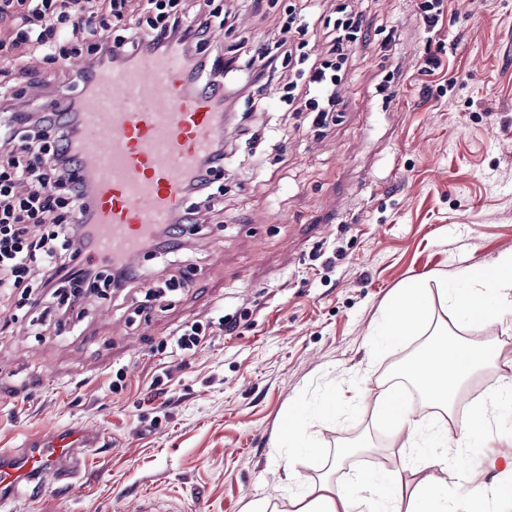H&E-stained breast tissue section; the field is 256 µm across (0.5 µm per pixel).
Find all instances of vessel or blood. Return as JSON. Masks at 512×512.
<instances>
[{"instance_id": "obj_1", "label": "vessel or blood", "mask_w": 512, "mask_h": 512, "mask_svg": "<svg viewBox=\"0 0 512 512\" xmlns=\"http://www.w3.org/2000/svg\"><path fill=\"white\" fill-rule=\"evenodd\" d=\"M190 71L179 53L130 58L118 71L103 69L78 98L84 136L76 152L92 180L89 206L97 226L90 261L121 258L135 264L150 249L152 232L183 205L199 158L226 133L216 96L190 91ZM100 441L87 428L41 431L22 448H0V512H15L21 486L50 489L80 472Z\"/></svg>"}]
</instances>
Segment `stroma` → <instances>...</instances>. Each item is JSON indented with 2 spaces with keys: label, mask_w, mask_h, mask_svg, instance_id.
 <instances>
[{
  "label": "stroma",
  "mask_w": 512,
  "mask_h": 512,
  "mask_svg": "<svg viewBox=\"0 0 512 512\" xmlns=\"http://www.w3.org/2000/svg\"><path fill=\"white\" fill-rule=\"evenodd\" d=\"M216 0L234 16L212 43L224 52L242 32L273 40L281 5ZM423 0H357L364 36L349 51L340 104L326 128L305 112L254 115L275 133L247 154L236 123L214 190L224 212L188 226L174 252L143 253L125 291L93 297L88 314L56 334L38 309L0 296V448H17L45 419L101 437L79 478L16 512H137L144 496L176 512H243L284 482L287 471H327L338 449L355 447L340 476L384 461H408L359 395L395 377V366L432 339L434 325L503 346L499 325L460 321L434 299L432 321L396 352L375 355L369 327L410 284L489 267L512 252V0H447L438 32ZM440 57L436 74L424 59ZM55 70L0 68V85L32 108L35 78ZM188 285L154 308L141 297L176 274ZM248 310L233 335L185 360L160 343L216 307ZM126 387L109 392L113 369ZM163 387L152 380L163 369ZM335 395L342 411L313 422L306 458L289 459L277 437L290 408ZM485 440L504 451L487 470L497 484L512 456V416L494 414Z\"/></svg>",
  "instance_id": "obj_1"
}]
</instances>
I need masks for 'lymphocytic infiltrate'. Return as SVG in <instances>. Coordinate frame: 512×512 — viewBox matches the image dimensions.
<instances>
[{
    "instance_id": "1",
    "label": "lymphocytic infiltrate",
    "mask_w": 512,
    "mask_h": 512,
    "mask_svg": "<svg viewBox=\"0 0 512 512\" xmlns=\"http://www.w3.org/2000/svg\"><path fill=\"white\" fill-rule=\"evenodd\" d=\"M187 0H0V49L53 61L64 72L68 54H90L89 71L120 69L131 55L178 51L193 77L223 91L224 75L238 67L249 71L250 87L239 117L242 135L259 140L251 125L252 113L265 107L266 92L278 83L283 67L298 60L306 77L300 109L325 115L338 103L336 87L348 49L363 34V16L355 13L340 20L324 58L299 52L296 38L314 24L313 0H297L286 13L275 43L244 34L236 55L208 53L212 20L218 10H198L188 15ZM122 34H113L114 25ZM83 136L77 100L59 111L25 110L0 92V290L21 288L36 281L57 323L83 313L84 304L99 288H122L132 274L122 263L96 265L86 259L94 246L92 214L88 208L91 183L79 171L72 151ZM224 165V144L216 142L197 163L187 185L197 200L188 215H175L172 223L159 225L154 242L167 245L185 231V217L199 212H220L224 206L209 191L210 178ZM84 220L74 233L75 217ZM240 314L186 323L167 344L173 356L197 353L216 336L236 330Z\"/></svg>"
}]
</instances>
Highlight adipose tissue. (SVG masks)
<instances>
[{"mask_svg":"<svg viewBox=\"0 0 512 512\" xmlns=\"http://www.w3.org/2000/svg\"><path fill=\"white\" fill-rule=\"evenodd\" d=\"M458 285L441 289L442 298L464 322H494L512 329V254L502 256L491 269L468 268L458 273ZM468 281L482 283L485 292L477 295L465 289ZM432 308L429 289L411 285L389 301L382 320L371 330L375 353L401 347L416 335L429 318ZM494 365L497 377L489 388L492 410L504 407L512 397V359H502L481 342L455 334L442 333L426 351L405 364L403 372L418 387L423 399L445 415H452L456 397L478 370ZM374 408L390 434L400 442V453L413 462L415 482L400 473L375 464L367 472L343 482H332L329 475L305 477L302 491L288 498V512H486L487 496L482 486H474L467 496H456L451 485L429 473L431 458L451 467L462 448L479 436L478 423L484 411L463 419L457 447H449L445 428L431 426L420 432L412 410L400 400V391L386 387L371 393Z\"/></svg>","mask_w":512,"mask_h":512,"instance_id":"ef3b65f1","label":"adipose tissue"}]
</instances>
